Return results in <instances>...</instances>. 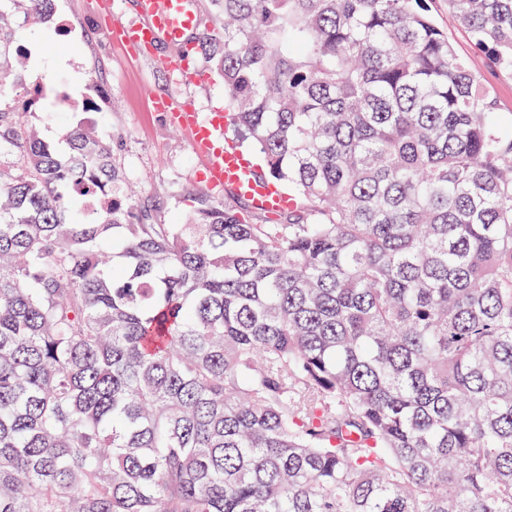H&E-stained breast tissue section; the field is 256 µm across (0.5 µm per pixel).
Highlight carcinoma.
Here are the masks:
<instances>
[{"mask_svg":"<svg viewBox=\"0 0 512 512\" xmlns=\"http://www.w3.org/2000/svg\"><path fill=\"white\" fill-rule=\"evenodd\" d=\"M206 2L274 224L206 193L162 222L90 94L43 138L0 6V512H512L493 88L427 0ZM448 12L512 77V0Z\"/></svg>","mask_w":512,"mask_h":512,"instance_id":"obj_1","label":"carcinoma"}]
</instances>
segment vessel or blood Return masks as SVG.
<instances>
[{
	"instance_id": "obj_1",
	"label": "vessel or blood",
	"mask_w": 512,
	"mask_h": 512,
	"mask_svg": "<svg viewBox=\"0 0 512 512\" xmlns=\"http://www.w3.org/2000/svg\"><path fill=\"white\" fill-rule=\"evenodd\" d=\"M138 21L129 24L112 14V0H98L97 11L105 22L108 39L135 56L153 57L182 84L203 79L200 71L189 70L181 55L160 56V43L173 47L187 44L189 34L200 27V18L190 0H137ZM153 106L168 124L184 135L193 152L203 161V178L213 188L229 186L250 198L262 211L274 213L291 207L293 199L268 181L258 179L242 149L224 138L227 112H205L191 97L161 96Z\"/></svg>"
}]
</instances>
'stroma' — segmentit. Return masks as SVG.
I'll return each mask as SVG.
<instances>
[{"mask_svg": "<svg viewBox=\"0 0 512 512\" xmlns=\"http://www.w3.org/2000/svg\"><path fill=\"white\" fill-rule=\"evenodd\" d=\"M428 8L436 24L447 31L456 53L475 72L486 75L502 118L511 120L512 78L489 73L484 54L449 14L448 0H428ZM10 11L16 34L33 59L24 73L28 87L56 84L78 99L89 81H101L105 92L94 119L100 129L115 134L127 181L154 205L162 221L183 222L190 209L186 188L204 187L197 178L201 162L187 140L153 109L151 100L187 93L202 111L209 112L224 106L221 83L209 77L198 84L180 85L153 61L128 56L103 33L96 0H56V12L68 26L64 37L57 36L52 26L34 24L23 6H11Z\"/></svg>", "mask_w": 512, "mask_h": 512, "instance_id": "35a3bbf8", "label": "stroma"}]
</instances>
